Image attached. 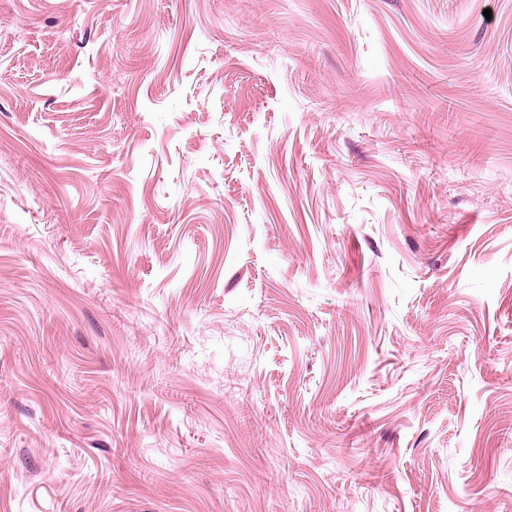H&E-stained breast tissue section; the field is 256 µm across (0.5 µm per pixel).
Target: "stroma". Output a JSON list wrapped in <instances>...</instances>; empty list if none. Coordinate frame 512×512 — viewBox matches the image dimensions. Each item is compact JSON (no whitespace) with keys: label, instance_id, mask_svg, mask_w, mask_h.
I'll return each instance as SVG.
<instances>
[{"label":"stroma","instance_id":"35a3bbf8","mask_svg":"<svg viewBox=\"0 0 512 512\" xmlns=\"http://www.w3.org/2000/svg\"><path fill=\"white\" fill-rule=\"evenodd\" d=\"M0 512H512V0H0Z\"/></svg>","mask_w":512,"mask_h":512}]
</instances>
